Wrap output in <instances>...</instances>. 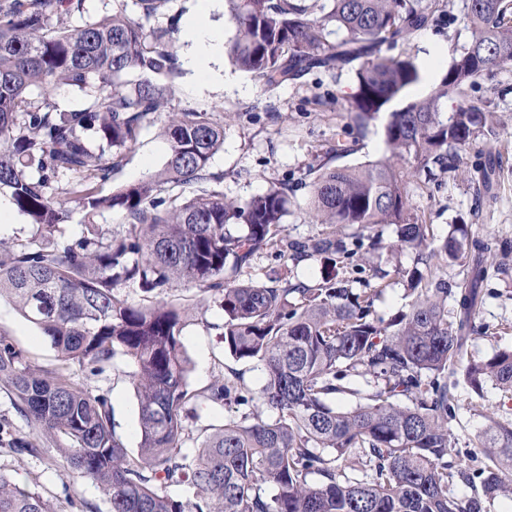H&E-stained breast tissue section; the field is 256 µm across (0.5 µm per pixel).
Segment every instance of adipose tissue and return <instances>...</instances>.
I'll use <instances>...</instances> for the list:
<instances>
[{"label":"adipose tissue","instance_id":"adipose-tissue-1","mask_svg":"<svg viewBox=\"0 0 512 512\" xmlns=\"http://www.w3.org/2000/svg\"><path fill=\"white\" fill-rule=\"evenodd\" d=\"M214 3L215 0H197L196 14L191 17L184 29V39L190 43L191 49L185 56L183 65L200 84L213 79L214 72L210 63L222 43L220 31L207 21Z\"/></svg>","mask_w":512,"mask_h":512}]
</instances>
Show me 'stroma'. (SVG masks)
Wrapping results in <instances>:
<instances>
[{"instance_id": "1", "label": "stroma", "mask_w": 512, "mask_h": 512, "mask_svg": "<svg viewBox=\"0 0 512 512\" xmlns=\"http://www.w3.org/2000/svg\"><path fill=\"white\" fill-rule=\"evenodd\" d=\"M444 3L439 25L415 32L395 48L396 53L414 58L423 76L410 91V98L426 96L444 76L443 66L431 67L433 58L450 61L454 49L470 40L471 25L462 0ZM217 66L220 80L206 85L191 81L188 71H180L168 111L204 110L223 123L224 148L212 158L210 170L220 176L226 199L243 202L270 187L287 186L288 237L304 240L320 235L323 225L309 215L310 170L323 164L356 167L387 154L379 126H370L359 141L349 136L351 118L346 107L356 88L354 69L313 72L267 92L257 79L235 69L227 56H220ZM467 99L491 114L496 138L473 142L462 151V159L452 172L437 167L428 175L419 172L411 160L403 167L409 173L410 203L435 238L445 237L452 225L463 224L471 237L493 245L487 259L488 294L479 316L480 327L464 350L465 359L486 360L499 350L512 348V65L479 80L468 89ZM167 152L168 144L158 126L145 128L136 145L124 154L112 180L98 184V193L110 194L121 185L157 173ZM382 232L385 249L364 254L363 264L380 271L372 280L382 291L374 309L387 320L404 310L408 302L407 285L399 269L420 266L421 261L412 249L388 251L396 235L389 226ZM45 244L40 231L20 211H13L10 223H0V253ZM276 271L311 285L324 273L317 259L293 263L261 253L242 278L262 283ZM164 299L186 311L182 341L191 361L187 379L190 390L208 386L230 367L244 372L252 387H259V371L252 364L235 362L224 350L220 336L224 311L213 293L185 284L168 291ZM0 336L7 337L43 369L58 368L56 353L41 330L5 298H0ZM128 370L120 360L102 375L93 376L75 367L70 377L88 392L107 394L115 431L134 455L140 441L138 405ZM456 413L457 421L451 426L453 444L459 452H473L490 418L512 422V396L491 384L479 393L463 385L458 391ZM19 440L38 442L40 454L15 452L13 445ZM55 448V442L39 437L35 427L17 413L10 388L0 382V470L50 500L55 512H110L102 490L89 479L67 474Z\"/></svg>"}]
</instances>
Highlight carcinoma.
<instances>
[{
	"label": "carcinoma",
	"mask_w": 512,
	"mask_h": 512,
	"mask_svg": "<svg viewBox=\"0 0 512 512\" xmlns=\"http://www.w3.org/2000/svg\"><path fill=\"white\" fill-rule=\"evenodd\" d=\"M84 0H0V194L8 195L51 241L0 257V297L49 339L62 365L92 375L118 358L131 367L138 404L139 452L128 454L104 394L68 374L31 364L0 336V381L41 434L63 439L69 472L97 483L110 512H492L512 491V424L490 420L479 469L448 461L449 424L460 383L480 392L491 381L512 394V349L462 363L476 328L489 243L452 233L439 244L409 202L404 174L381 158L358 167L314 170L311 213L326 230L306 240L284 234L288 195L272 187L237 203L224 198L210 161L224 148V124L205 111L165 112L177 72L168 30L146 29L170 0H119L112 14L75 28L52 20ZM235 29L227 55L271 91L312 69L335 72L358 61L349 100L354 129L384 117L392 154L422 168H448L479 137L495 135L479 107L443 110L451 95L512 64V12L505 0H463L471 40L452 55L426 96L407 101L420 82L414 59L394 46L439 20L443 0H224ZM67 88L81 104L61 111L51 96ZM161 121L163 169L107 196L95 183L118 170L145 126ZM82 213L89 235L56 234ZM111 210L131 226L125 237H97ZM395 228L398 246L437 259L468 260L453 285L413 268L402 272L408 309L385 323L372 317L381 289L361 277L364 246L382 235H338L344 226ZM265 252L294 262L318 257L322 282L278 273L265 283L240 279ZM191 283L218 295L224 350L261 372L253 389L228 368L200 391L188 389L190 360L180 339L185 311L160 299ZM358 283L360 289L352 284ZM135 287L154 300L133 303ZM454 320H448V297ZM367 392L352 409L339 394ZM403 396L409 404L393 402ZM200 409L224 414L192 450L183 420ZM272 416H265V412ZM478 485L457 499L448 484ZM183 485L190 498L166 488ZM0 512H54L39 493L0 472Z\"/></svg>",
	"instance_id": "obj_1"
}]
</instances>
